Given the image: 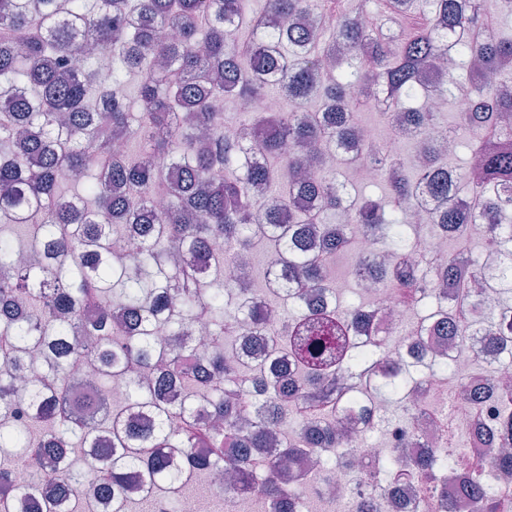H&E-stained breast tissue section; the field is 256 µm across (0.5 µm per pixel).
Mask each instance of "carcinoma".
<instances>
[{"label":"carcinoma","mask_w":512,"mask_h":512,"mask_svg":"<svg viewBox=\"0 0 512 512\" xmlns=\"http://www.w3.org/2000/svg\"><path fill=\"white\" fill-rule=\"evenodd\" d=\"M242 0H0V220L26 230L27 243L0 231V416L24 404L21 427L0 431V512H12V478L30 473L31 512H93L83 494L91 452L98 469L97 502L113 512L128 505L168 512L165 498L184 494L196 466L229 470L245 509L260 489L268 512H291L293 497L277 473L311 457L320 470L292 478L330 493L323 474L327 452L341 447L336 419L374 397L386 416L398 411L414 425L416 381L456 379L447 359L424 347L435 335L443 306L447 335L482 337L484 347L512 344V320L485 313L475 285L512 295V268L484 271L469 249L483 229L487 247L512 259V72L497 66L512 57V32L501 10L485 0H268L246 20ZM317 8L316 29L288 23ZM282 20L274 32L265 20ZM112 49L106 77L93 45ZM451 55L453 73L429 79L434 62ZM139 77L127 101L125 76ZM283 93L289 111L242 112L246 139L224 135V104L233 97ZM470 97L478 106L441 107ZM381 111L409 138L410 156L391 154L361 138L356 112ZM469 135L474 170L454 166V188L441 173L429 194L417 158L420 135ZM139 139L135 156L114 150ZM352 143L385 157L378 177L384 196L357 197L337 179L360 160L336 149ZM80 186L63 194L60 180ZM316 199L308 209L281 210L296 196ZM362 225L387 252L381 266L364 255L354 276L369 275L399 290L417 307L409 352L379 333L353 339L363 306L334 298L309 312L311 291L329 288L330 260L356 250ZM451 237L454 256L427 257L434 277L413 259L425 235ZM264 243L276 257L265 282L279 299L256 294L254 278L227 270L233 256ZM124 309L112 321L113 300ZM283 327L268 336L260 366L236 361L237 337L263 333L271 314ZM166 321L178 342L156 335ZM209 328V348L181 341L190 321ZM128 377L127 400L115 403L109 382ZM204 394L217 424L197 418ZM326 425L297 429L289 407ZM151 410L154 423L132 427L128 414ZM466 471L479 489L482 465L456 449L424 460L393 449L367 459L360 475L396 483L417 474L433 486ZM140 483L139 497L129 495ZM479 512H507L496 495H478Z\"/></svg>","instance_id":"1"}]
</instances>
